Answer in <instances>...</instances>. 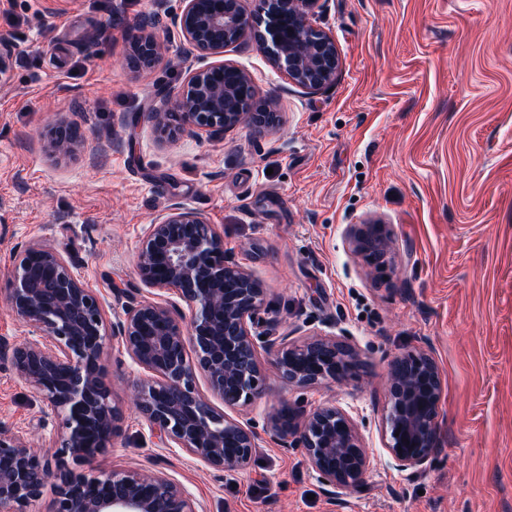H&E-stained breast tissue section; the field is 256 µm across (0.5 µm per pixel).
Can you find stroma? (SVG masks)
I'll return each mask as SVG.
<instances>
[{
    "label": "stroma",
    "instance_id": "35a3bbf8",
    "mask_svg": "<svg viewBox=\"0 0 512 512\" xmlns=\"http://www.w3.org/2000/svg\"><path fill=\"white\" fill-rule=\"evenodd\" d=\"M181 9L0 0V43L13 53L0 76V337L28 335L7 283L37 241L73 260L108 325L123 320L127 292L179 305L144 286L135 263L153 218L183 206L216 225L225 258L263 288L257 335L335 336L359 362L343 382L302 388L259 348L265 387L231 411L259 450L221 474L157 443L130 404L145 373L108 339L102 362L124 419L107 454L67 468L159 469L205 512H512V0H318L311 22L339 56L319 89L290 82L249 38L187 53L173 25ZM144 17L167 42L148 70L122 62ZM221 62L250 75L279 128L160 138L147 113ZM57 125L80 133L65 155L46 137ZM371 221L391 232L379 268L349 235ZM419 349L442 379V446L422 470L401 471L384 447L386 384L392 361ZM325 406L349 414L368 456L362 486L340 496L269 431L282 408ZM40 416L35 390L0 361V426L24 429L54 466Z\"/></svg>",
    "mask_w": 512,
    "mask_h": 512
}]
</instances>
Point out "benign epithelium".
<instances>
[{
	"label": "benign epithelium",
	"mask_w": 512,
	"mask_h": 512,
	"mask_svg": "<svg viewBox=\"0 0 512 512\" xmlns=\"http://www.w3.org/2000/svg\"><path fill=\"white\" fill-rule=\"evenodd\" d=\"M258 2L250 17L242 0H182L174 23L200 55L222 52L251 37L295 83L318 89L332 81L339 64L335 43L308 20L318 0ZM161 49V41L147 32L131 44L126 61L153 62ZM227 70L239 83L252 85L249 75L233 64L198 69L175 101L165 99L147 113L155 131L167 137L176 130L200 135L244 125L263 134L278 128L280 113L273 106L260 111L250 102L243 105L218 80ZM49 140L62 154L76 146L67 126L50 130ZM351 234L369 262L381 261L389 236L386 226L362 224ZM136 268L145 286L176 292L192 318L185 329L176 309L128 297L124 320L110 333L132 362L149 373L134 389L135 408L163 447L178 448L217 472L246 469L258 448L257 435L217 411L197 389L195 377L204 374L211 391L229 407L259 396L265 381L252 328L265 305L263 288L246 269L224 259V239L214 225L182 207L149 225ZM8 291L9 305L30 327L31 337L19 343L0 339V357L39 395L44 420L57 428L58 456L91 462L111 447L122 419L104 378L102 352L110 333L100 301L74 275L69 259L39 242L14 259ZM355 363L353 350L334 336L300 343L285 336L275 351L280 377L300 387L340 383ZM440 397L438 368L427 352L393 360L385 448L398 469H422L440 447ZM270 432L290 439L335 490L347 492L362 483L366 450L343 410L322 407L304 415L286 407L271 418ZM53 475L26 433L0 428V512H23ZM55 476L59 484L53 512H204L185 486L160 470Z\"/></svg>",
	"instance_id": "obj_1"
}]
</instances>
